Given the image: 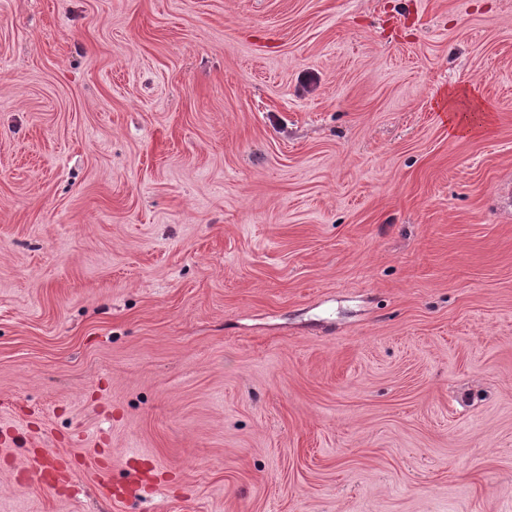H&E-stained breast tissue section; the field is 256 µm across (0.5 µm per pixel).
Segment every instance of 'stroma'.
Here are the masks:
<instances>
[{
    "label": "stroma",
    "instance_id": "1",
    "mask_svg": "<svg viewBox=\"0 0 512 512\" xmlns=\"http://www.w3.org/2000/svg\"><path fill=\"white\" fill-rule=\"evenodd\" d=\"M508 180L512 0H0V512H512ZM476 92L469 90H454L448 92V130L454 135L474 134L487 129L491 123L490 113L480 106L475 99ZM459 98L470 100L468 112H459L455 102ZM37 463L38 472L43 479L45 474L54 471L62 476H69L70 472L63 466V459L60 455L55 454L47 448H43L40 454L34 457Z\"/></svg>",
    "mask_w": 512,
    "mask_h": 512
}]
</instances>
